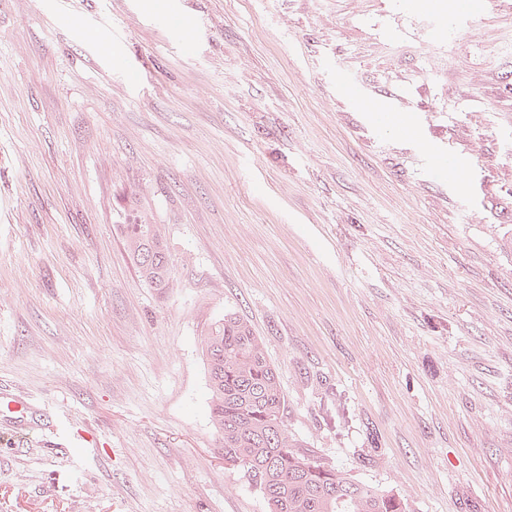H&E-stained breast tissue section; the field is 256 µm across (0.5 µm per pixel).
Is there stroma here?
<instances>
[{"label":"stroma","mask_w":512,"mask_h":512,"mask_svg":"<svg viewBox=\"0 0 512 512\" xmlns=\"http://www.w3.org/2000/svg\"><path fill=\"white\" fill-rule=\"evenodd\" d=\"M227 312L305 453L512 512V0H0V512H268L210 417ZM125 246L142 280L150 288H170L173 270L163 232L158 224H124ZM153 251L152 254L150 252Z\"/></svg>","instance_id":"1"}]
</instances>
